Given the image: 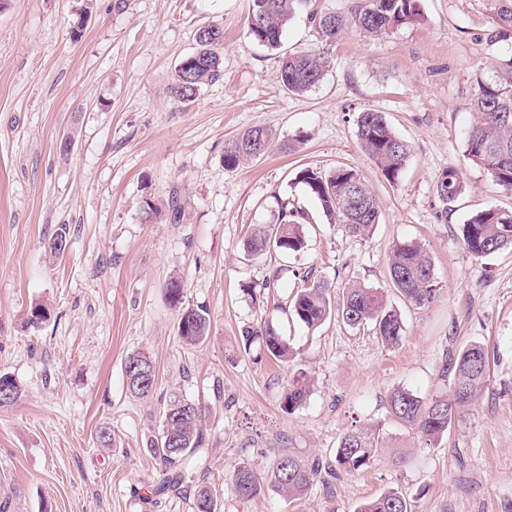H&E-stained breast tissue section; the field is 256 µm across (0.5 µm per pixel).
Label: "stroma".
Wrapping results in <instances>:
<instances>
[{"label": "stroma", "mask_w": 512, "mask_h": 512, "mask_svg": "<svg viewBox=\"0 0 512 512\" xmlns=\"http://www.w3.org/2000/svg\"><path fill=\"white\" fill-rule=\"evenodd\" d=\"M352 2L304 0L282 50L315 48L312 14ZM489 6L421 0L424 23L371 40L346 35L321 82L291 94L278 83L277 52L247 33L249 0H0V373L21 388L18 403L0 409L7 512H193L192 491H148L157 462L146 442L173 393L205 411L193 476L211 487L217 512H356L389 491L412 512H512V252L474 257L460 232L477 211L512 210V195L465 153L475 76L512 58V31L494 24ZM211 24L224 30L222 75L176 101L175 68ZM368 109L385 113L410 147L397 181L358 143L356 116ZM252 126L271 129L274 145L226 169L225 141ZM339 166L357 170L379 201L367 236L327 223L296 181L302 168ZM449 169L463 190L445 204L436 182ZM147 197L161 207L149 222ZM282 200L307 214L305 251L248 254L249 227L277 223ZM63 224L68 245L50 254ZM411 240L429 252L439 288L425 308L390 287L391 251ZM306 272L380 289L401 315V342L386 347L334 320L311 331L275 312L272 299ZM174 277L186 302L208 313L203 344L177 334L178 311L165 300ZM38 304L48 321L26 327ZM266 320L294 348L291 364L244 345L242 328ZM471 343L489 354V384L437 447H425L391 417L388 397L445 390L443 358ZM136 352L156 366L148 399L126 389L124 363ZM299 372L310 393L289 413L282 393ZM356 425L378 428L385 446L367 472L325 475L299 498L270 485L249 501L231 491L239 463L262 471L280 453L325 461ZM103 426L112 447L98 443Z\"/></svg>", "instance_id": "stroma-1"}]
</instances>
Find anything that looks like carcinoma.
I'll return each mask as SVG.
<instances>
[{
  "label": "carcinoma",
  "mask_w": 512,
  "mask_h": 512,
  "mask_svg": "<svg viewBox=\"0 0 512 512\" xmlns=\"http://www.w3.org/2000/svg\"><path fill=\"white\" fill-rule=\"evenodd\" d=\"M304 0H250L247 16L248 35L271 50L281 47L293 14ZM493 17L502 29L512 28V0H492ZM319 35L316 48L304 53L285 52L280 56L278 79L288 92L302 94L315 87L332 63V49L343 36L353 31L364 38L375 39L403 26L424 20L419 0H356L346 12H324L312 16ZM197 49L183 58L175 69L172 94L174 99L190 101L200 88L216 80L223 69L224 33L217 25L197 29ZM469 109L475 114L465 142L466 155L484 166L494 184L512 195V58L491 72L476 76ZM356 137L367 156L390 182L397 180L410 155L409 145L399 138L382 112L365 110L356 116ZM272 132L263 126L245 130L224 144V167L235 170L243 163L264 155L270 147ZM296 179L305 186L324 216L338 220L353 236H365L378 223V200L360 174L350 167H337L329 172L312 168L300 170ZM463 190L458 174L448 170L437 180L436 192L443 203L453 201ZM280 224H262L250 229L244 246L250 254L271 249L282 255H298L307 246L303 224L294 219L306 217L305 211L288 201L279 202ZM69 229L60 228L49 240L54 254L66 249ZM464 248L475 257H488L503 250L512 251V210L487 209L470 216L461 227ZM392 287L404 301L425 307L437 296L434 266L428 251L416 241L395 244L389 262ZM168 303L179 312L178 336L187 345L207 339L210 332L208 313L184 300V285L177 279L166 286ZM285 314L297 323L314 330L335 318L346 326L369 328L386 346H396L403 336V323L397 311L385 305L377 288L349 283L336 295L331 284L321 278L301 276V285ZM245 346L259 342L266 353L277 361L287 362L294 352L273 323L248 325L241 331ZM152 359L144 352L128 356L124 366L127 390L137 398L155 392V377L142 372L150 369ZM489 356L480 344H469L442 366L440 379L453 373L452 386L431 398H421L405 388L394 390L389 397L390 414L398 422L416 430L426 444L434 446L448 433L460 410L487 386ZM0 381L12 386V395L0 394V408L15 405L21 397L17 381L0 374ZM310 391L305 376L294 377L285 389L282 407L288 412L300 407ZM161 425L149 442V452L159 460L152 484L156 496L179 494L192 481L189 466L199 459L204 449L205 429L202 408L183 398H171L163 404ZM383 451L380 433L375 427L358 426L344 433L334 459L318 460L306 465L291 455H280L273 462L270 477L255 471L248 463L239 464L231 476L230 487L236 497L251 500L270 482L288 497H300L311 489L322 469L346 475L359 474L371 468ZM216 512V499L211 489L197 486L194 512H204L203 505ZM357 512H411L405 496L388 492L364 503Z\"/></svg>",
  "instance_id": "carcinoma-1"
}]
</instances>
